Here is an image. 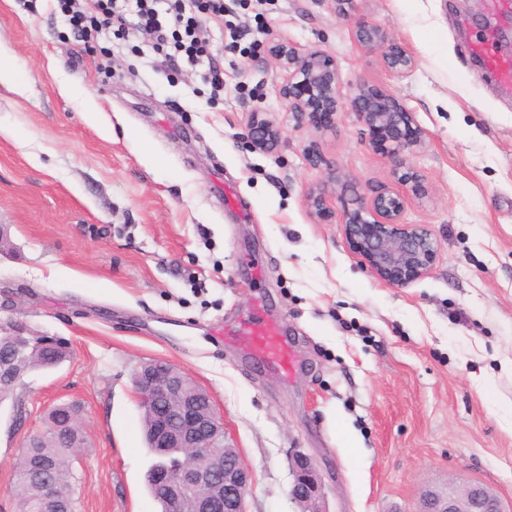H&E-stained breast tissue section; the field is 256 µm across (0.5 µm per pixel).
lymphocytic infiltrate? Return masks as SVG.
Segmentation results:
<instances>
[{
  "label": "lymphocytic infiltrate",
  "mask_w": 512,
  "mask_h": 512,
  "mask_svg": "<svg viewBox=\"0 0 512 512\" xmlns=\"http://www.w3.org/2000/svg\"><path fill=\"white\" fill-rule=\"evenodd\" d=\"M118 0H59L76 41L94 43L103 30L127 38L148 37L155 49L184 53L198 60L209 54L202 26L224 15V0H133L136 20L127 23ZM166 11H159V4Z\"/></svg>",
  "instance_id": "lymphocytic-infiltrate-1"
}]
</instances>
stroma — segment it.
<instances>
[{
  "instance_id": "35a3bbf8",
  "label": "stroma",
  "mask_w": 512,
  "mask_h": 512,
  "mask_svg": "<svg viewBox=\"0 0 512 512\" xmlns=\"http://www.w3.org/2000/svg\"><path fill=\"white\" fill-rule=\"evenodd\" d=\"M228 0L204 25L206 64L163 73L143 38L103 31L82 51L55 0H0V324L66 338L61 367L0 403V512H13L17 446L45 407L79 408L78 512H159L145 473L132 375L164 359L206 389L253 471L248 512H298L294 453L311 457L329 512H415L430 489L469 480L512 512V86L473 50L512 61V0ZM385 30L414 58L393 75L353 37ZM331 54L340 92L388 90L426 133L409 164L430 197L404 220L440 243L431 272L377 281L341 225L306 204L321 187L372 194L395 182L354 112L325 130L278 96L271 40ZM283 131L251 150L247 114ZM316 146L321 164L306 150ZM273 322L283 371L247 354L242 332ZM22 424H15V415Z\"/></svg>"
}]
</instances>
